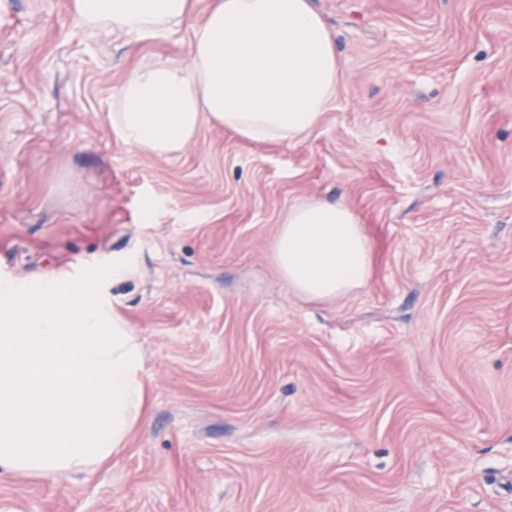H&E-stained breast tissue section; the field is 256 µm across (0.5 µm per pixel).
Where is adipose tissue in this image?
Here are the masks:
<instances>
[{
  "label": "adipose tissue",
  "mask_w": 512,
  "mask_h": 512,
  "mask_svg": "<svg viewBox=\"0 0 512 512\" xmlns=\"http://www.w3.org/2000/svg\"><path fill=\"white\" fill-rule=\"evenodd\" d=\"M196 0H68L84 24L157 36ZM342 80L336 44L311 0H210L191 58L134 70L112 130L166 155L209 123L254 142H285L314 127ZM281 279L308 300L366 285L372 241L345 202L290 208L273 241ZM0 280V470L33 477L108 464L147 421L141 346L103 279Z\"/></svg>",
  "instance_id": "adipose-tissue-1"
}]
</instances>
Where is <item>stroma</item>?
I'll return each instance as SVG.
<instances>
[{"mask_svg": "<svg viewBox=\"0 0 512 512\" xmlns=\"http://www.w3.org/2000/svg\"><path fill=\"white\" fill-rule=\"evenodd\" d=\"M172 32L0 0V278L107 281L149 418L108 465L0 474V512H512V0H312L344 79L293 142L217 124L156 155L112 130ZM344 200L364 287L303 301L289 210Z\"/></svg>", "mask_w": 512, "mask_h": 512, "instance_id": "1", "label": "stroma"}]
</instances>
